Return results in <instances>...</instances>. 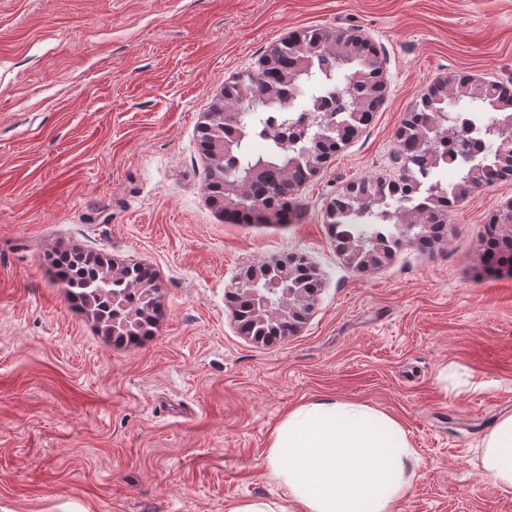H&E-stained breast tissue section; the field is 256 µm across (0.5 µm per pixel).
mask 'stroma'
I'll list each match as a JSON object with an SVG mask.
<instances>
[{"label":"stroma","instance_id":"obj_1","mask_svg":"<svg viewBox=\"0 0 512 512\" xmlns=\"http://www.w3.org/2000/svg\"><path fill=\"white\" fill-rule=\"evenodd\" d=\"M309 27L367 36L387 94L302 185L291 224L208 204L196 126L225 81ZM512 81V0H0V512H225L285 502L266 465L299 403H365L419 461L403 512H512L475 448L512 412V275L479 239L512 179L471 192L433 251L346 264L326 222L361 178L396 177L395 131L438 78ZM157 270L154 336L117 346L54 283L48 251ZM299 252L321 287L302 327L241 335L225 292Z\"/></svg>","mask_w":512,"mask_h":512}]
</instances>
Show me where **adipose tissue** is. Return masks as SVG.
Masks as SVG:
<instances>
[{"label":"adipose tissue","instance_id":"obj_1","mask_svg":"<svg viewBox=\"0 0 512 512\" xmlns=\"http://www.w3.org/2000/svg\"><path fill=\"white\" fill-rule=\"evenodd\" d=\"M475 454L482 475L511 493V413L497 418ZM416 459L388 412L336 398L303 402L269 436L267 463L288 492L286 503L241 500L226 512H400Z\"/></svg>","mask_w":512,"mask_h":512}]
</instances>
